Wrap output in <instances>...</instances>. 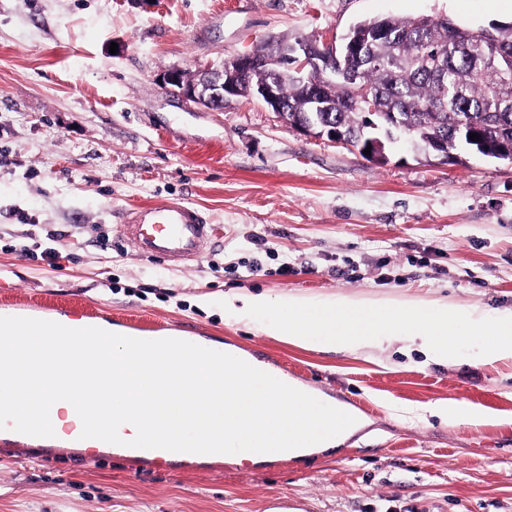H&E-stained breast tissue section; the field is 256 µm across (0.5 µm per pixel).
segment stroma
Wrapping results in <instances>:
<instances>
[{"label": "stroma", "instance_id": "1", "mask_svg": "<svg viewBox=\"0 0 512 512\" xmlns=\"http://www.w3.org/2000/svg\"><path fill=\"white\" fill-rule=\"evenodd\" d=\"M388 15L492 32L512 24V0H0V306L195 332L366 421L300 459L167 470L0 438V512H512V360L435 363L396 338L308 350L218 306L264 292L511 310L512 164L444 165L405 143L376 162L256 102L211 111L158 82ZM166 199L217 227L193 261L139 256L119 236L122 212ZM448 403L491 420L396 416Z\"/></svg>", "mask_w": 512, "mask_h": 512}]
</instances>
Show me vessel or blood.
Returning a JSON list of instances; mask_svg holds the SVG:
<instances>
[{
  "label": "vessel or blood",
  "instance_id": "obj_1",
  "mask_svg": "<svg viewBox=\"0 0 512 512\" xmlns=\"http://www.w3.org/2000/svg\"><path fill=\"white\" fill-rule=\"evenodd\" d=\"M122 237L138 254L167 261L193 260L212 238L214 229L194 206L182 201H164L123 214ZM117 453L143 458L164 469L172 463L171 451L117 446Z\"/></svg>",
  "mask_w": 512,
  "mask_h": 512
}]
</instances>
